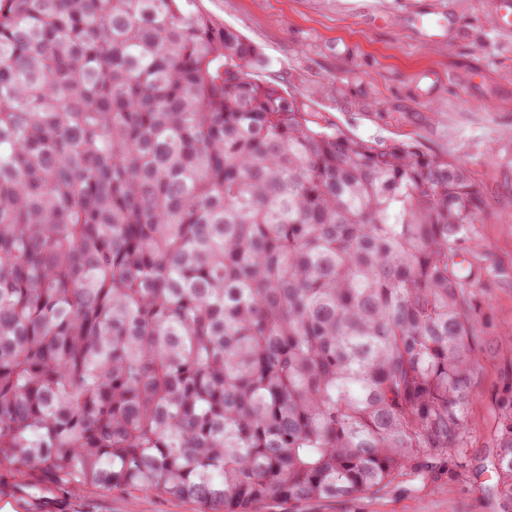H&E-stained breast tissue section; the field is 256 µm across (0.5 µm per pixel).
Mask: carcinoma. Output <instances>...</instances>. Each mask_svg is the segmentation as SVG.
I'll return each instance as SVG.
<instances>
[{
  "label": "carcinoma",
  "instance_id": "cac0c4a2",
  "mask_svg": "<svg viewBox=\"0 0 512 512\" xmlns=\"http://www.w3.org/2000/svg\"><path fill=\"white\" fill-rule=\"evenodd\" d=\"M193 0H0V468L249 512L466 447L486 201L253 79ZM490 494L512 512V401Z\"/></svg>",
  "mask_w": 512,
  "mask_h": 512
}]
</instances>
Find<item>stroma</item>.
<instances>
[{"mask_svg": "<svg viewBox=\"0 0 512 512\" xmlns=\"http://www.w3.org/2000/svg\"><path fill=\"white\" fill-rule=\"evenodd\" d=\"M355 0H194L216 25L254 44L266 60L254 77L297 98L352 136L412 142L466 168L489 207L461 253L487 267L476 295L487 340L472 386L474 424L462 456L433 462L425 478H400L383 494L343 502H277L267 512H498L487 489L498 403L512 395V37L490 21L489 0H375L365 19ZM454 9V36L420 39ZM65 512H199L196 503L139 491L57 486Z\"/></svg>", "mask_w": 512, "mask_h": 512, "instance_id": "35a3bbf8", "label": "stroma"}]
</instances>
